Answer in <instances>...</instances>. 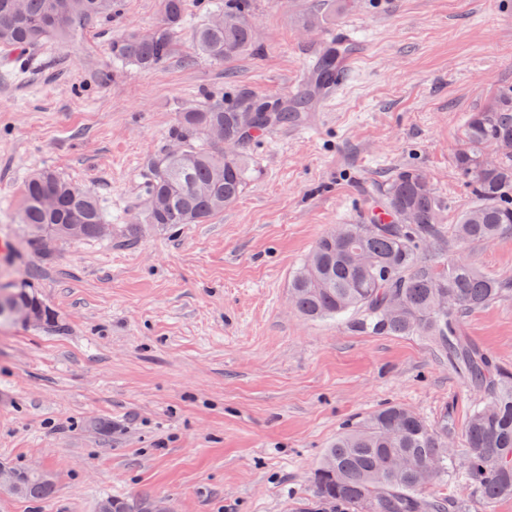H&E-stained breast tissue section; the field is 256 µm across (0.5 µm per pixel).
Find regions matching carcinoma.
I'll list each match as a JSON object with an SVG mask.
<instances>
[{"mask_svg": "<svg viewBox=\"0 0 512 512\" xmlns=\"http://www.w3.org/2000/svg\"><path fill=\"white\" fill-rule=\"evenodd\" d=\"M252 0H219L211 19L195 28L196 51L224 62L255 44ZM116 0H0V50H36L73 32L112 19ZM187 0H160V20L149 31L112 40V57L151 70L174 51ZM336 52L326 53L312 82L332 75ZM307 97L288 105L242 94L232 100L190 105L177 113L176 153L143 162L147 206L142 223L165 228L204 224L233 205L249 180L247 145L279 125L307 119ZM512 139V95L499 93L483 111L471 114L462 130L456 167L468 179L474 204L453 225L459 242H490L512 230V152L495 164L486 148ZM20 223L26 243L40 245L59 224L80 225L77 239L102 237L106 223L99 199L51 169L33 172L24 184ZM441 236L440 206L427 175L402 169L386 185L382 200L356 224H338L323 235L289 286L294 310L310 319L359 316L372 330L392 336H424L448 356L466 382L480 392L464 432V448H448V418L430 423L414 411L390 404L336 436L311 477L300 512H448V498L428 487L452 471L487 505L512 498V370L462 335V318L512 291V281L490 276L457 259L440 271L423 262ZM37 306L43 322L51 313L25 288L11 292ZM17 496L44 499L51 478L19 470ZM148 501L112 498L113 512H150Z\"/></svg>", "mask_w": 512, "mask_h": 512, "instance_id": "cac0c4a2", "label": "carcinoma"}]
</instances>
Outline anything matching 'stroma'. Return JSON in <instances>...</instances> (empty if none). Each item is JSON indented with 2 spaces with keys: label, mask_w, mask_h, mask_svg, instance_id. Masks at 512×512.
Segmentation results:
<instances>
[{
  "label": "stroma",
  "mask_w": 512,
  "mask_h": 512,
  "mask_svg": "<svg viewBox=\"0 0 512 512\" xmlns=\"http://www.w3.org/2000/svg\"><path fill=\"white\" fill-rule=\"evenodd\" d=\"M252 0L255 48L196 54L207 15L187 0L174 55L149 71L114 62L112 41L155 25L160 0H119L112 21L0 58V289L29 288L52 325L0 322V463L48 473L53 494H0V512H97L119 496L171 512H296L326 446L386 404L448 422L460 448L478 394L422 336L357 320L309 322L288 281L318 238L352 224L400 169L424 170L444 225L474 203L455 166L469 113L512 92V0ZM333 13L321 27L307 19ZM350 30L355 63L307 122L251 141L239 201L205 224L128 230L141 163L174 146L177 112L206 98L284 101L330 37ZM50 168L96 194L110 233L33 251L22 187ZM463 257L512 279V233L445 238L435 266ZM465 336L512 368V292L464 318ZM432 493L467 512H512L456 481Z\"/></svg>",
  "instance_id": "1"
}]
</instances>
